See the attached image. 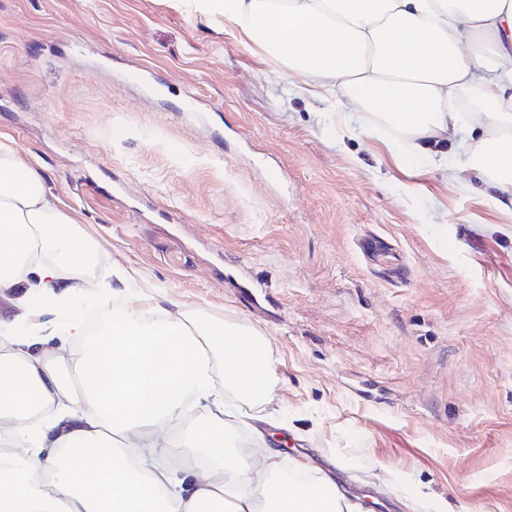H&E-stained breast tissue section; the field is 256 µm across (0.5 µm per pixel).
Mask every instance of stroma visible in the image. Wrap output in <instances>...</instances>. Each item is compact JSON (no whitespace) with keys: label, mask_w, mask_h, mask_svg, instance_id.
<instances>
[{"label":"stroma","mask_w":512,"mask_h":512,"mask_svg":"<svg viewBox=\"0 0 512 512\" xmlns=\"http://www.w3.org/2000/svg\"><path fill=\"white\" fill-rule=\"evenodd\" d=\"M367 124L170 0H0V141L97 241L89 300L264 336L272 481L512 512V218Z\"/></svg>","instance_id":"stroma-1"}]
</instances>
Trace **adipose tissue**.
I'll return each mask as SVG.
<instances>
[{
  "label": "adipose tissue",
  "mask_w": 512,
  "mask_h": 512,
  "mask_svg": "<svg viewBox=\"0 0 512 512\" xmlns=\"http://www.w3.org/2000/svg\"><path fill=\"white\" fill-rule=\"evenodd\" d=\"M202 21L235 30L243 45L307 79L314 93L391 129L407 154L454 143L449 186L472 181L512 197V0H173ZM481 97L469 111L467 91ZM98 250L67 216L32 163L0 142V291L18 311L0 318V512H354L329 477L281 478L257 454L228 456L227 398L265 406L275 382L265 338L192 313L146 320L112 310L87 333L74 295L91 288ZM71 347L36 351L12 339L44 315ZM207 415L185 436L192 488L174 470L143 468L137 443L165 444L189 400ZM47 416L41 445L5 447L17 424Z\"/></svg>",
  "instance_id": "obj_1"
}]
</instances>
